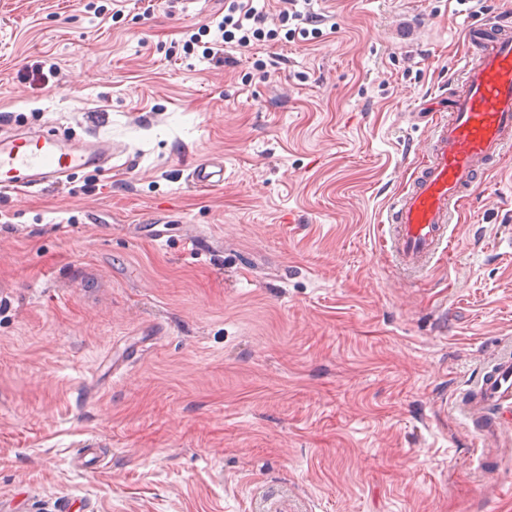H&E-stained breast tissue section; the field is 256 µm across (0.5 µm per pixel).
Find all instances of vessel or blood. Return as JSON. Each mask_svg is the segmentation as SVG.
<instances>
[{
	"instance_id": "vessel-or-blood-1",
	"label": "vessel or blood",
	"mask_w": 512,
	"mask_h": 512,
	"mask_svg": "<svg viewBox=\"0 0 512 512\" xmlns=\"http://www.w3.org/2000/svg\"><path fill=\"white\" fill-rule=\"evenodd\" d=\"M460 80L448 86V113L431 117L424 162L389 204L392 251L402 269L427 268L446 237L458 205L512 151V14L464 24ZM107 156L96 142L52 131L0 140V194L41 190L76 173L102 170ZM189 182L224 184V163L195 165ZM462 409L478 434L502 435L498 415L512 410V357L497 359L473 400Z\"/></svg>"
}]
</instances>
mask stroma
<instances>
[{
  "instance_id": "obj_1",
  "label": "stroma",
  "mask_w": 512,
  "mask_h": 512,
  "mask_svg": "<svg viewBox=\"0 0 512 512\" xmlns=\"http://www.w3.org/2000/svg\"><path fill=\"white\" fill-rule=\"evenodd\" d=\"M112 3L0 0V135L125 147L0 196V512H512L457 408L512 353V152L427 274L382 247L461 22L512 0H313L334 32L224 67L185 36L224 0ZM188 180L194 187L201 189H212L223 186L224 160L198 163L191 169Z\"/></svg>"
}]
</instances>
